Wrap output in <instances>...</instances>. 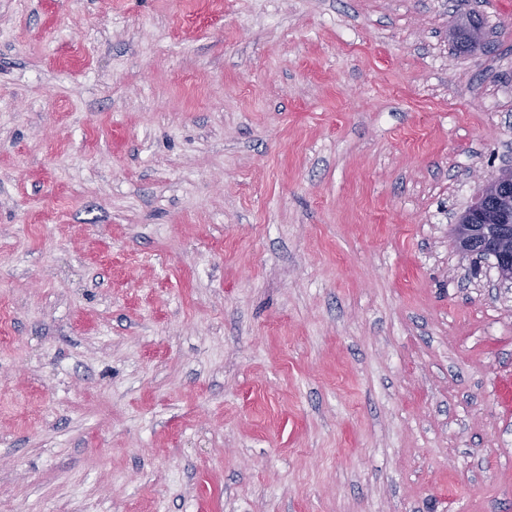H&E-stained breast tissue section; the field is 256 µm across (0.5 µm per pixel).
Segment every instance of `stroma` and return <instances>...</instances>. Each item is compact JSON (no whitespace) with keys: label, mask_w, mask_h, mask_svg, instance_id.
Segmentation results:
<instances>
[{"label":"stroma","mask_w":512,"mask_h":512,"mask_svg":"<svg viewBox=\"0 0 512 512\" xmlns=\"http://www.w3.org/2000/svg\"><path fill=\"white\" fill-rule=\"evenodd\" d=\"M511 164L512 0H0V512H512ZM512 166L502 168L497 174L483 178L482 185L453 229V245L462 256L495 255L501 266L500 277L512 285V241L502 232L489 226L485 201L510 197Z\"/></svg>","instance_id":"obj_1"}]
</instances>
